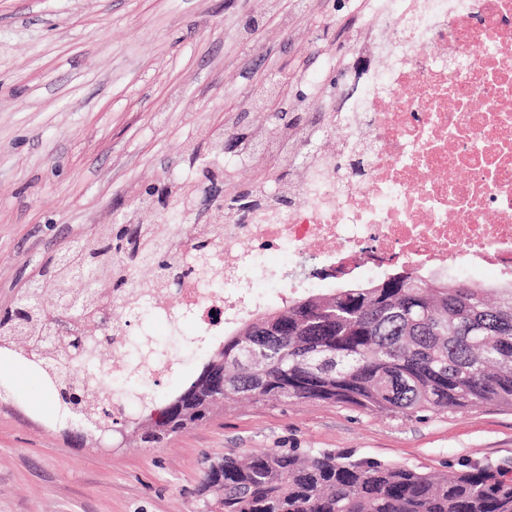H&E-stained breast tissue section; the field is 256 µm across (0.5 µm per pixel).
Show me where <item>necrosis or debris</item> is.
I'll return each mask as SVG.
<instances>
[{
	"label": "necrosis or debris",
	"instance_id": "necrosis-or-debris-1",
	"mask_svg": "<svg viewBox=\"0 0 512 512\" xmlns=\"http://www.w3.org/2000/svg\"><path fill=\"white\" fill-rule=\"evenodd\" d=\"M399 13L376 11L380 64L361 72L370 83L360 99L337 101L331 124L346 129L342 148L327 156L311 146L308 129L247 146L249 162L287 170L289 195L253 190L244 219L229 216L207 258L224 292L186 281L178 301L145 294L132 316L150 313L173 331L220 336L260 300L251 280L272 277L265 261L283 251L293 276L320 260L328 276H362L405 263L464 276L477 267L512 280V0H399ZM480 54H471L472 44ZM129 336H120L93 376L146 383L172 373L173 360L132 366Z\"/></svg>",
	"mask_w": 512,
	"mask_h": 512
}]
</instances>
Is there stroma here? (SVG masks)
<instances>
[{
    "label": "stroma",
    "mask_w": 512,
    "mask_h": 512,
    "mask_svg": "<svg viewBox=\"0 0 512 512\" xmlns=\"http://www.w3.org/2000/svg\"><path fill=\"white\" fill-rule=\"evenodd\" d=\"M372 0H0V309L43 264L97 225L195 223L210 199L261 183L268 170L215 152L257 94L278 87L287 114L267 134L329 121L340 72L370 49ZM177 191L167 212L147 191ZM184 377L222 343H184L144 320ZM40 375L0 359V512H203L204 463L227 452L313 448L441 473L464 461L512 470V408L387 416L345 405L217 407L163 443L97 447L57 426Z\"/></svg>",
    "instance_id": "obj_1"
}]
</instances>
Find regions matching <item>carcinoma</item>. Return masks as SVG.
<instances>
[{
    "instance_id": "carcinoma-1",
    "label": "carcinoma",
    "mask_w": 512,
    "mask_h": 512,
    "mask_svg": "<svg viewBox=\"0 0 512 512\" xmlns=\"http://www.w3.org/2000/svg\"><path fill=\"white\" fill-rule=\"evenodd\" d=\"M213 224L194 240L204 257L223 235ZM174 224H103L97 234L45 263L29 311H0V348L41 365L55 383L64 412L95 431L120 424L114 388H94L71 361L94 363L112 345L113 328L97 340L64 347L43 340L45 312H65L74 281L104 273L103 297L85 298L97 316L100 299L126 306L135 286L127 270L156 265L165 290L204 275L168 254ZM211 358L224 361V387L202 372L190 385L142 409L137 440L153 446L207 420L224 405L308 400L391 414L455 412L487 405L512 407V287L446 282L416 272L376 284H349L330 293L291 299L224 337ZM198 495L207 512H512V479L490 464H462L434 476L378 460L329 451H271L242 459L227 452L204 470Z\"/></svg>"
}]
</instances>
